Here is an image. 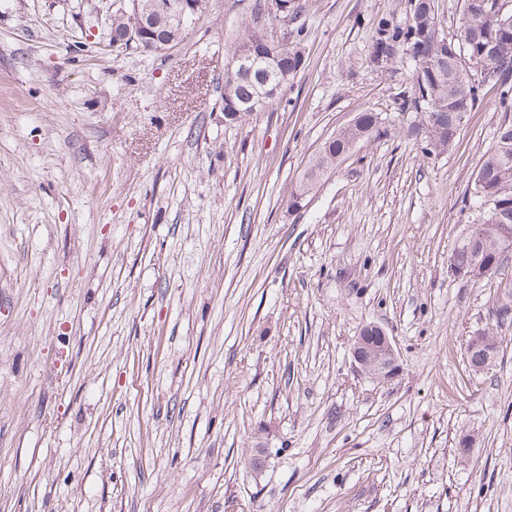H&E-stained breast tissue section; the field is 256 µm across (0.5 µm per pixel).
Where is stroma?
Listing matches in <instances>:
<instances>
[{"label":"stroma","mask_w":512,"mask_h":512,"mask_svg":"<svg viewBox=\"0 0 512 512\" xmlns=\"http://www.w3.org/2000/svg\"><path fill=\"white\" fill-rule=\"evenodd\" d=\"M252 2L143 53L108 49L100 0H0V512H512V324L450 269L512 112L486 89L426 153L411 67L370 61L403 0H300L280 105L225 123ZM365 109L386 133L289 208ZM369 324L399 352L384 384L351 358ZM487 339L489 343L484 342L482 344H473V350L471 352H467V357L471 367L473 365H484L486 364V360L489 359L486 366V369H488L496 359L498 354L497 336L489 334Z\"/></svg>","instance_id":"35a3bbf8"}]
</instances>
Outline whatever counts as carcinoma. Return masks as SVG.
I'll return each mask as SVG.
<instances>
[{"label": "carcinoma", "instance_id": "obj_1", "mask_svg": "<svg viewBox=\"0 0 512 512\" xmlns=\"http://www.w3.org/2000/svg\"><path fill=\"white\" fill-rule=\"evenodd\" d=\"M267 0H254L243 34L234 42V52H249L257 60L251 72L224 70V121L233 124L246 113L234 112L235 107L258 97L265 69L280 74L281 88H286L304 63V29L290 32L288 44L275 40L273 30L279 16L268 15L259 28L255 18L266 10ZM410 23L399 24L394 18L378 20L372 35L370 56L394 55V65L410 61L413 66L411 90L400 98L398 110L415 114L408 134L425 142L428 153L448 150L457 134L456 118L460 112H470L481 101L480 92L490 84L499 91L503 111L512 110V23L503 28L494 24L498 15L512 19V0H464L463 17L457 30L470 38L472 46L467 58L459 60L442 50L444 32L438 27L435 0H408ZM153 32L156 41L182 38L183 31L157 18ZM493 49L483 67V77L477 76L472 56L485 47ZM385 132L379 113L365 110L325 142L321 151L299 176L288 197V208L298 206L314 191L324 174L338 160L355 149L370 143ZM479 223L472 224L478 240L470 243L461 238L455 243L452 257L457 269L467 273L470 281L496 277L512 257L504 246V238L512 234V123L508 130L497 133L495 141L484 153L474 179L472 191ZM498 290L502 299L496 309L497 324L512 321V278L500 279ZM498 354L497 337L488 335V342L476 344L467 353L470 365L494 362Z\"/></svg>", "mask_w": 512, "mask_h": 512}]
</instances>
